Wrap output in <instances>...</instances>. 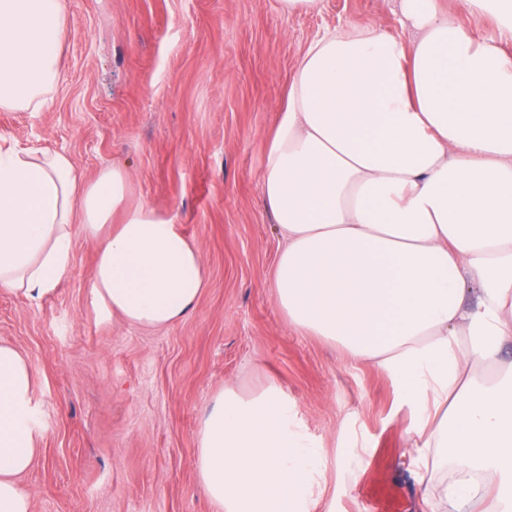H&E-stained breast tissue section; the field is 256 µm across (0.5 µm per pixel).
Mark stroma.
Instances as JSON below:
<instances>
[{"label":"stroma","mask_w":512,"mask_h":512,"mask_svg":"<svg viewBox=\"0 0 512 512\" xmlns=\"http://www.w3.org/2000/svg\"><path fill=\"white\" fill-rule=\"evenodd\" d=\"M62 77L41 112H0V145L66 152L87 181L130 173L126 203L152 205L195 242L209 282L158 329L103 321L88 304L98 244L74 228L71 271L40 305L0 291V342L36 374L42 453L21 483L32 512H218L195 469L206 405L224 385L275 379L325 450L316 512H422L406 443L412 418L385 373L288 327L269 275L284 241L262 192L268 137L297 56L325 31L409 37L401 0H67Z\"/></svg>","instance_id":"35a3bbf8"}]
</instances>
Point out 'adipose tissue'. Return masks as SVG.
<instances>
[{
  "label": "adipose tissue",
  "instance_id": "adipose-tissue-1",
  "mask_svg": "<svg viewBox=\"0 0 512 512\" xmlns=\"http://www.w3.org/2000/svg\"><path fill=\"white\" fill-rule=\"evenodd\" d=\"M467 2L495 18L498 39L474 40L437 0H402L410 39L367 27L313 40L262 188L285 241L271 288L288 325L400 385L414 464L436 448L482 476L446 496L512 512V0ZM66 27V0H0L1 111L49 107ZM129 178L115 166L86 182L65 152L0 146V289L39 304L72 266L77 224L100 241L98 314L148 328L185 318L207 286L202 254L172 217L125 207ZM344 279L348 308L336 303ZM34 386L25 355L0 343V512H32L20 479L40 455ZM322 457L270 379L212 398L194 466L220 512H312Z\"/></svg>",
  "mask_w": 512,
  "mask_h": 512
}]
</instances>
